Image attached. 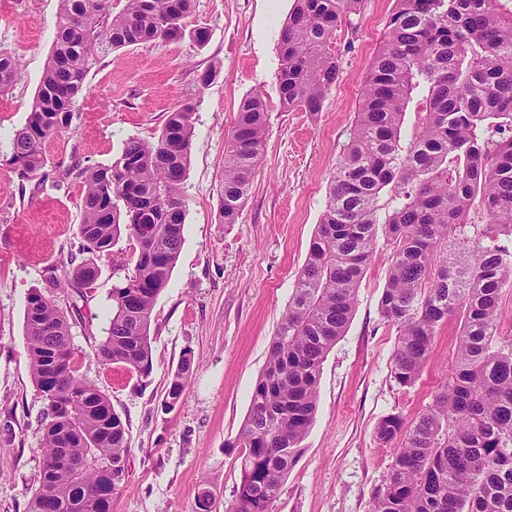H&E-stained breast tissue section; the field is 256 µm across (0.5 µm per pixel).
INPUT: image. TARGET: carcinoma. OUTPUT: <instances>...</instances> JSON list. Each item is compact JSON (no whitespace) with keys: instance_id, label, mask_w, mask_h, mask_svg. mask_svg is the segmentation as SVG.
Returning a JSON list of instances; mask_svg holds the SVG:
<instances>
[{"instance_id":"obj_1","label":"carcinoma","mask_w":512,"mask_h":512,"mask_svg":"<svg viewBox=\"0 0 512 512\" xmlns=\"http://www.w3.org/2000/svg\"><path fill=\"white\" fill-rule=\"evenodd\" d=\"M193 0H62L52 58L12 161L30 176L45 163L46 140L71 128L86 75L99 54L185 36ZM364 0H294L278 41V85L288 110L320 112L340 76L336 31ZM18 62L0 52V94ZM426 104L417 132L402 138L413 96ZM195 104L168 112L157 140L130 137L107 167L79 172V234L89 254L65 280L76 296L64 310L36 290L24 312L31 375L44 401L48 462L59 448L81 462L42 470L27 512H112L130 446L108 396L74 361L70 317L98 275L96 258L125 232L136 243L131 273L112 289V314L95 348L104 365L152 372L151 316L183 241L182 194ZM259 92L245 96L224 154L219 223H236L268 133ZM392 245L380 303L395 326L391 374L413 386L433 340L459 315L456 350L432 403L407 423L382 418L376 439L395 444L372 512H512V336L500 335V300L512 287V9L506 0H396L371 65L356 120L336 163L317 230L291 301L268 351L237 433L242 448L235 500L213 495L197 512H272L304 453L318 412L322 364L344 335L378 234ZM192 374L187 351L161 401L174 410Z\"/></svg>"}]
</instances>
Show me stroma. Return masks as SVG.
<instances>
[{"label": "stroma", "mask_w": 512, "mask_h": 512, "mask_svg": "<svg viewBox=\"0 0 512 512\" xmlns=\"http://www.w3.org/2000/svg\"><path fill=\"white\" fill-rule=\"evenodd\" d=\"M292 3L193 0L184 39L102 54L86 76L71 130L45 142V166L24 178L11 160L12 139L52 54L61 4L0 0V52L19 63L14 86L0 95V512H26L42 465L43 402L29 370L24 310L32 291L55 296L53 277L81 247L82 183L62 172L111 164L128 137L156 140L167 112L186 100L197 108L184 242L152 312V372L140 378L93 353L131 261L127 236L99 259L72 343L81 375L107 394L128 428V470L112 512H195L205 492L223 505L234 500L240 451L233 443L395 7V0H365L361 16L337 30L340 78L322 111L310 114L284 110L278 92V34ZM198 30L205 42L193 40ZM206 73L212 79L205 84ZM254 90L268 104L266 147L236 223L223 224L224 153L238 103ZM391 255L378 240L353 318L323 362L319 411L274 512H371L393 457L375 437L378 422L390 414L413 420L443 381L460 329L455 317L440 328L414 386L391 376L397 335L379 313ZM187 351L189 387L174 410L162 411Z\"/></svg>", "instance_id": "35a3bbf8"}]
</instances>
